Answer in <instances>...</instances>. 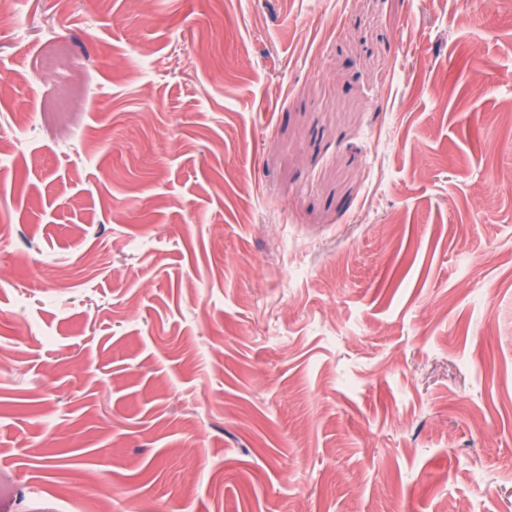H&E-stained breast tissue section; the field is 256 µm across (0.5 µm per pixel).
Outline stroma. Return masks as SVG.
Returning a JSON list of instances; mask_svg holds the SVG:
<instances>
[{
  "instance_id": "35a3bbf8",
  "label": "stroma",
  "mask_w": 512,
  "mask_h": 512,
  "mask_svg": "<svg viewBox=\"0 0 512 512\" xmlns=\"http://www.w3.org/2000/svg\"><path fill=\"white\" fill-rule=\"evenodd\" d=\"M0 480V512H512V0H14Z\"/></svg>"
}]
</instances>
